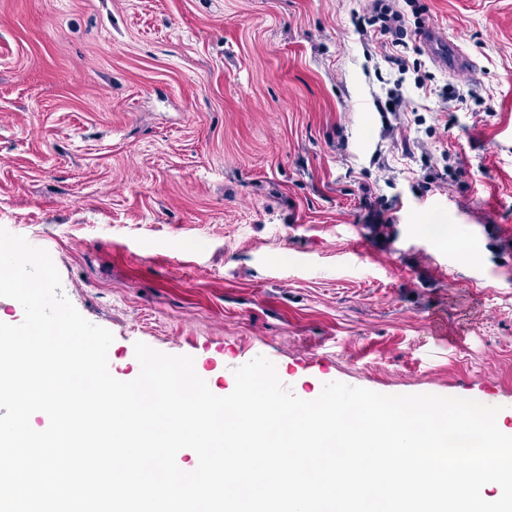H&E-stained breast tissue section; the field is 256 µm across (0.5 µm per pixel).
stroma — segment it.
I'll return each instance as SVG.
<instances>
[{"instance_id": "stroma-1", "label": "stroma", "mask_w": 512, "mask_h": 512, "mask_svg": "<svg viewBox=\"0 0 512 512\" xmlns=\"http://www.w3.org/2000/svg\"><path fill=\"white\" fill-rule=\"evenodd\" d=\"M392 4L403 75L371 0H0V227L113 334V377L142 342L227 391L262 355L309 400L512 409V0ZM370 11L359 19L363 32L373 31L371 38L375 37L380 41V47L385 49L384 59L393 68L397 69L399 74H405L409 70V60L404 51L406 48L405 38L407 32L404 28L402 15L394 10L390 4H385L384 0L372 1ZM389 48V51L387 49ZM424 41L432 47L436 52L437 61L448 68H458L463 66L467 61L460 55L456 48L448 44V50H441L438 43L435 42L434 34L429 31L425 34Z\"/></svg>"}]
</instances>
